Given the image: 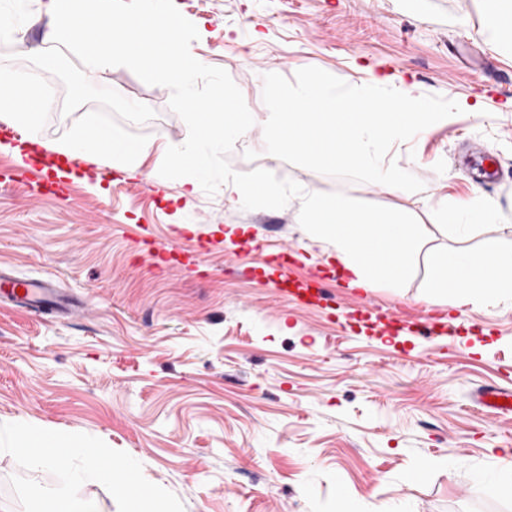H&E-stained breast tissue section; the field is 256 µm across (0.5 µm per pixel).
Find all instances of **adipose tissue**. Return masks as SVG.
<instances>
[{"label":"adipose tissue","instance_id":"adipose-tissue-1","mask_svg":"<svg viewBox=\"0 0 512 512\" xmlns=\"http://www.w3.org/2000/svg\"><path fill=\"white\" fill-rule=\"evenodd\" d=\"M45 152L75 159L96 155L107 167L125 168L145 153L142 145L125 142L116 132L103 125L91 126L77 141H42ZM504 255L498 240H486L482 250L473 254L459 251L440 255L434 262L432 277L439 285L438 304L458 307L471 301L495 303L512 299V268L502 269ZM78 458L76 467L67 470L46 498L56 512H97L93 499L79 495L80 487L107 479L124 480L133 476L132 465L116 461L112 455L87 448L82 441L51 429L23 427L18 431L13 453L29 457L39 466L56 465V449Z\"/></svg>","mask_w":512,"mask_h":512}]
</instances>
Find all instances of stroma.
Masks as SVG:
<instances>
[{"instance_id":"obj_1","label":"stroma","mask_w":512,"mask_h":512,"mask_svg":"<svg viewBox=\"0 0 512 512\" xmlns=\"http://www.w3.org/2000/svg\"><path fill=\"white\" fill-rule=\"evenodd\" d=\"M43 0L0 33L14 67L48 49ZM199 37L203 64L225 69L251 112L263 77L315 66L361 86L376 76L414 96L456 101L459 115L393 145L387 161L416 175L419 192L353 183L271 159L246 132L234 171L271 168L308 192H342L416 217L427 238L402 288L349 286L329 243L299 224L300 198L243 209L233 185L186 194L159 174L168 146L188 137L171 92L130 69L89 80L151 107L139 125L147 152L135 170L80 162L49 193L33 147L77 116L50 115L20 139L0 132V264L21 278L53 277L80 295L83 315L52 319L0 305V512H32L34 494L64 469L9 453L18 422L56 429L134 463L170 512H512L496 480L512 459V419L470 400L512 384V301L436 305L442 253L499 239L512 254V75L488 82L463 64L466 42L512 68L483 0H174ZM476 140L500 184L472 185L459 164ZM482 196L493 221L465 234L441 212ZM432 467L423 481L411 474Z\"/></svg>"}]
</instances>
